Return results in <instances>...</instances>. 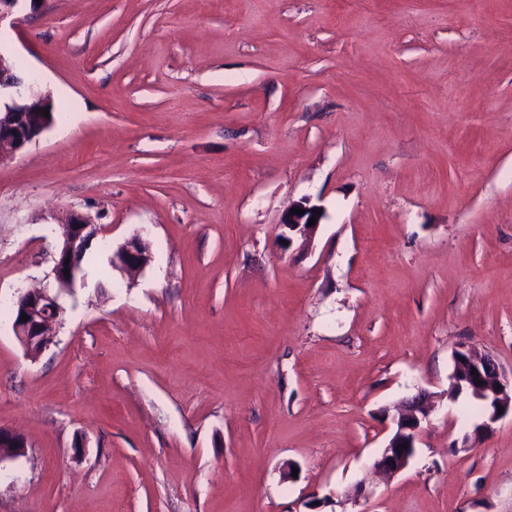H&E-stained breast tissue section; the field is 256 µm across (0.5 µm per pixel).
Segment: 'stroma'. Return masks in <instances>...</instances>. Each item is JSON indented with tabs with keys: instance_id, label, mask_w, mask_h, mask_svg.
I'll return each mask as SVG.
<instances>
[{
	"instance_id": "35a3bbf8",
	"label": "stroma",
	"mask_w": 512,
	"mask_h": 512,
	"mask_svg": "<svg viewBox=\"0 0 512 512\" xmlns=\"http://www.w3.org/2000/svg\"><path fill=\"white\" fill-rule=\"evenodd\" d=\"M0 49L55 106L0 163V512H512V417L448 397L460 346L512 370V0H41ZM73 211L152 261L33 359ZM292 208H299L304 210L303 215H297L296 213L291 214ZM322 209L317 205H309V200L304 199V201H300L297 204L293 205L288 211L284 214L282 225L287 228L289 231H299L300 233L311 231L315 228L317 224H320L321 219L323 218V210L321 215H317V213H313V210ZM316 216V223L313 226H308V222ZM432 409L425 392H420L405 401L403 408H397L392 416L394 425L392 434L383 448L376 468L389 474L403 471L415 454L416 442L420 437L424 423L429 421ZM408 444V447H405ZM401 448V451L397 450ZM27 448L23 437L0 427V463L26 456Z\"/></svg>"
}]
</instances>
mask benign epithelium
I'll use <instances>...</instances> for the list:
<instances>
[{
    "label": "benign epithelium",
    "mask_w": 512,
    "mask_h": 512,
    "mask_svg": "<svg viewBox=\"0 0 512 512\" xmlns=\"http://www.w3.org/2000/svg\"><path fill=\"white\" fill-rule=\"evenodd\" d=\"M26 0H0V26L8 22L15 24L14 15L18 13ZM7 97L10 102L0 108V163L14 153L35 141L54 122V104L49 92L43 91L35 81L21 74L0 53V99ZM49 109V117L41 111ZM295 207L304 210L297 215L286 212L282 225L289 231L308 232L311 218L321 221L322 216L315 215L317 205H309V200L300 201ZM62 239L56 246L53 266L50 272L52 285L25 290L18 293L14 301L12 329L14 336L22 345L25 353L36 356L46 349L54 338L52 326L62 323L65 308L60 302L63 293H71L77 283L84 282L85 273L79 257L91 248L93 241L103 233V226L81 212L69 214L63 223ZM108 259L112 267L124 272L144 270L151 262L149 245L145 239L135 235L110 251ZM70 274H64V270ZM29 320H21L22 315ZM453 381L463 384L476 395L490 394L496 398V406L484 412V420L476 433H485L492 424L505 415L512 414V373H505L490 356H475L463 347L454 353ZM503 412H498V408ZM431 406L428 396L420 392L405 401V405L396 409L392 416L394 425L392 434L383 448L376 468L389 474L403 471L415 454L416 442L420 437L423 424L429 421ZM28 444L25 439L0 427V463L24 457Z\"/></svg>",
    "instance_id": "obj_1"
}]
</instances>
